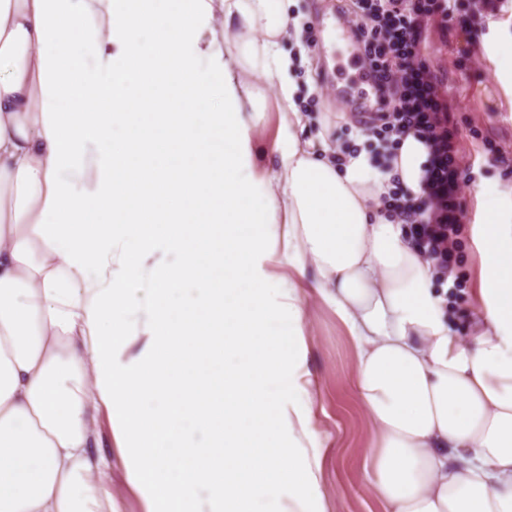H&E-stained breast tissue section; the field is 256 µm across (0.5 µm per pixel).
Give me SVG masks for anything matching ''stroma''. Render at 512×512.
I'll return each mask as SVG.
<instances>
[{"label": "stroma", "mask_w": 512, "mask_h": 512, "mask_svg": "<svg viewBox=\"0 0 512 512\" xmlns=\"http://www.w3.org/2000/svg\"><path fill=\"white\" fill-rule=\"evenodd\" d=\"M483 0H457V10L472 22L470 30L425 29V55L439 74L449 98L460 107L456 113L457 142L461 156H469L475 147L502 152L512 158V85L505 82L500 66L490 59L488 48L498 47L501 29L512 28V6L497 16H480ZM338 10L337 0H298L296 11L302 27L310 36L303 44L309 62L296 74L299 86L295 103L308 119V134L329 130L336 148L354 144L360 125L358 105H346L336 96L337 88L351 85L362 66L361 53L349 43L337 45L329 40L328 27ZM263 112L253 123L251 167L256 175H273V151L280 123V103L272 90L262 89ZM473 179L462 193L466 221L480 224L488 205L512 213V167L484 162L475 166ZM485 197H477V190ZM281 227L269 225L272 241L261 268L270 280L265 295L270 305L282 303L288 288H295L302 310V329L306 343L303 370L311 385L295 392L291 400L307 410L310 425L320 450L318 482L331 512H388L365 478L364 450L371 427L355 392V347L346 327L335 311L312 288L311 274H302L277 240ZM102 451L110 464L112 512H145L143 498L128 481L129 459L118 448L113 419L101 412L97 422Z\"/></svg>", "instance_id": "stroma-1"}]
</instances>
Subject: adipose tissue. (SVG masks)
I'll use <instances>...</instances> for the list:
<instances>
[{"mask_svg":"<svg viewBox=\"0 0 512 512\" xmlns=\"http://www.w3.org/2000/svg\"><path fill=\"white\" fill-rule=\"evenodd\" d=\"M297 0H0V512H109L97 412L165 512H312L320 451L282 401L305 362L296 300L272 306L266 225L355 343L367 480L392 512H512V225L473 227L484 325L389 217L391 175L337 166L294 97ZM284 114L257 177L258 85ZM178 254L156 260L158 250ZM149 343L114 362L119 336Z\"/></svg>","mask_w":512,"mask_h":512,"instance_id":"obj_1","label":"adipose tissue"}]
</instances>
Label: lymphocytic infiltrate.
<instances>
[{"label": "lymphocytic infiltrate", "instance_id": "f902f5d3", "mask_svg": "<svg viewBox=\"0 0 512 512\" xmlns=\"http://www.w3.org/2000/svg\"><path fill=\"white\" fill-rule=\"evenodd\" d=\"M351 15L380 103L363 120V132H410L429 150L420 194L405 199L392 193L382 204L406 224L411 242L433 262L437 277L448 278L455 273L451 253L467 229L460 191L470 176L455 144L456 107L442 94L421 43L428 23L456 24L455 0H354Z\"/></svg>", "mask_w": 512, "mask_h": 512}]
</instances>
